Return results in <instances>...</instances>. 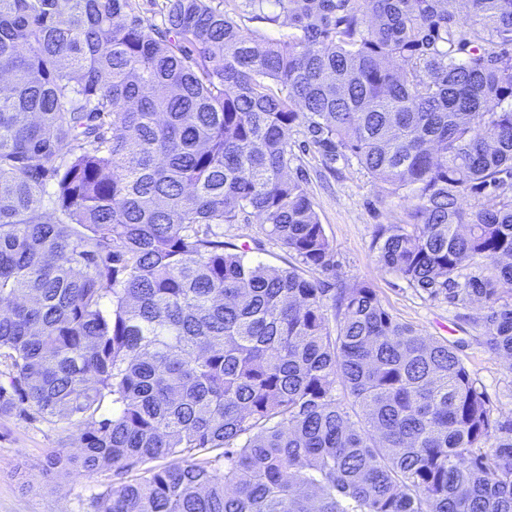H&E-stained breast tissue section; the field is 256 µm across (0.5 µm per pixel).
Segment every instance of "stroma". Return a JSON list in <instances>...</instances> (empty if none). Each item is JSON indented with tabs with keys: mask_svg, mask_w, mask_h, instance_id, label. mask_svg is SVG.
<instances>
[{
	"mask_svg": "<svg viewBox=\"0 0 512 512\" xmlns=\"http://www.w3.org/2000/svg\"><path fill=\"white\" fill-rule=\"evenodd\" d=\"M291 139L297 156L293 172L307 181L309 196L334 249L333 270L314 271L327 282L365 281L376 289L394 316L423 335L455 343L474 379L497 411L512 414V362L491 353L469 319L477 305L462 308L446 299L421 295L406 282L383 270L372 248L381 224L406 219L400 198L389 196L356 163L326 164L300 130ZM225 241L247 245L250 259L274 267L287 266L290 257L280 243L268 237L255 217H240L224 227ZM75 450L74 440L61 430L22 416H0V512H86L91 496L108 486L127 482V473L100 471L63 476L51 470V449Z\"/></svg>",
	"mask_w": 512,
	"mask_h": 512,
	"instance_id": "obj_1",
	"label": "stroma"
}]
</instances>
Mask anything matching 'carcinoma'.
Wrapping results in <instances>:
<instances>
[{"instance_id": "1", "label": "carcinoma", "mask_w": 512, "mask_h": 512, "mask_svg": "<svg viewBox=\"0 0 512 512\" xmlns=\"http://www.w3.org/2000/svg\"><path fill=\"white\" fill-rule=\"evenodd\" d=\"M458 2L0 0V416L65 424L60 473L137 470L90 512H512V417L307 275L333 246L290 174L301 126L404 198L381 267L512 358V0ZM242 214L288 267L224 241Z\"/></svg>"}]
</instances>
